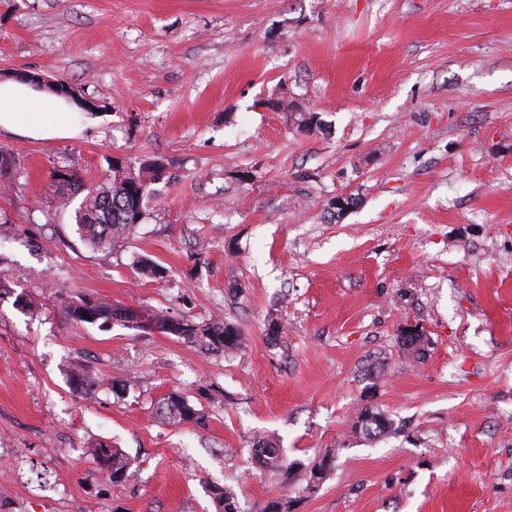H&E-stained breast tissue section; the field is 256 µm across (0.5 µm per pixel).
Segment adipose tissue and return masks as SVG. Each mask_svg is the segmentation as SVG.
I'll return each instance as SVG.
<instances>
[{"mask_svg":"<svg viewBox=\"0 0 512 512\" xmlns=\"http://www.w3.org/2000/svg\"><path fill=\"white\" fill-rule=\"evenodd\" d=\"M26 124H19V115ZM84 129L75 106L56 93L18 80L0 81V132H20L31 139L73 138Z\"/></svg>","mask_w":512,"mask_h":512,"instance_id":"adipose-tissue-1","label":"adipose tissue"}]
</instances>
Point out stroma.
<instances>
[{
	"mask_svg": "<svg viewBox=\"0 0 512 512\" xmlns=\"http://www.w3.org/2000/svg\"><path fill=\"white\" fill-rule=\"evenodd\" d=\"M22 72L97 114L0 133V512H218L219 489L237 512H512V0H0V80ZM144 159L169 175L146 219L91 247L54 172L88 190ZM84 298L142 321H72ZM173 393L203 422L161 417ZM368 405L382 439L353 430ZM170 322H174V320L165 316H155L153 318L155 328L177 336H184L187 340H195L198 336L206 337L208 344L221 345L224 348H233L238 343L239 336L236 330L232 326L220 321L204 325L179 321V326L176 328H169ZM369 413L370 408L366 407L357 420V422H362L360 429L362 435H364L367 439H377L390 433L392 423L388 417L371 409L373 421L364 422V419L367 417V415H369ZM90 452L97 464L109 472L112 481L119 482L126 476L130 462L118 448L98 442Z\"/></svg>",
	"mask_w": 512,
	"mask_h": 512,
	"instance_id": "obj_1",
	"label": "stroma"
}]
</instances>
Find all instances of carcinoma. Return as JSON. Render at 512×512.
<instances>
[{
	"instance_id": "cac0c4a2",
	"label": "carcinoma",
	"mask_w": 512,
	"mask_h": 512,
	"mask_svg": "<svg viewBox=\"0 0 512 512\" xmlns=\"http://www.w3.org/2000/svg\"><path fill=\"white\" fill-rule=\"evenodd\" d=\"M166 176L165 164L160 160L142 163L139 168H123L112 165V183L87 192L77 211V227L80 235L94 247L110 245L128 233L131 228L143 221L146 216L147 202L154 195L152 185ZM57 179L58 199L66 205L80 188L75 175L66 172L54 174ZM66 313L74 320L86 323H100L104 328L114 323L126 322L134 313L126 308L103 305L86 298L81 303L66 307ZM171 319L165 316L153 318L155 328L188 340L198 337L208 339L210 345L233 348L238 343L236 330L223 322L215 321L197 325L187 321L179 322L176 328L170 327ZM74 390L83 397L94 392V382L89 368L80 365L69 373ZM166 413L178 420L201 421L204 416L188 400L179 396H170L165 401ZM361 434L368 439H377L388 433L392 423L388 417L365 408L359 417ZM91 455L99 466L109 472L112 481L119 482L125 476L129 465L128 458L117 448L104 442L90 449Z\"/></svg>"
}]
</instances>
